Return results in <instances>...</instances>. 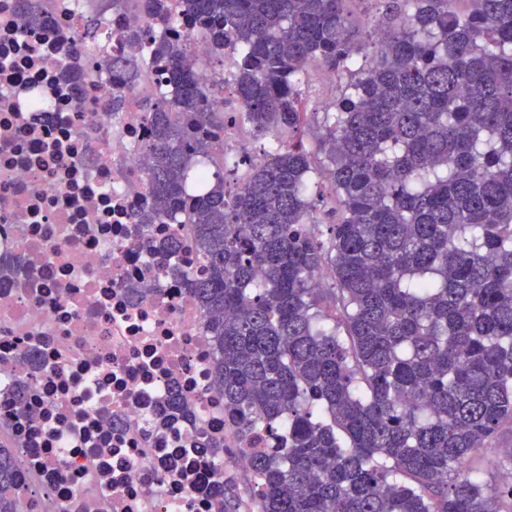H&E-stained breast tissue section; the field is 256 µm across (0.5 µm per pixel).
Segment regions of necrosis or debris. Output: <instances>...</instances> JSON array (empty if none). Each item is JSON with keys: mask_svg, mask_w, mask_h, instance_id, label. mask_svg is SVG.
Listing matches in <instances>:
<instances>
[{"mask_svg": "<svg viewBox=\"0 0 512 512\" xmlns=\"http://www.w3.org/2000/svg\"><path fill=\"white\" fill-rule=\"evenodd\" d=\"M94 6L0 0V445L18 512H221L218 461L239 441L203 313L171 272L198 264L191 228L137 221L138 103L159 73L107 111L125 77L82 34Z\"/></svg>", "mask_w": 512, "mask_h": 512, "instance_id": "4bbe7bcc", "label": "necrosis or debris"}]
</instances>
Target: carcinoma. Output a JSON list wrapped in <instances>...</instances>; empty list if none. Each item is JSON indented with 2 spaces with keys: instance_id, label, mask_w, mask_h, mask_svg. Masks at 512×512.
Instances as JSON below:
<instances>
[{
  "instance_id": "obj_1",
  "label": "carcinoma",
  "mask_w": 512,
  "mask_h": 512,
  "mask_svg": "<svg viewBox=\"0 0 512 512\" xmlns=\"http://www.w3.org/2000/svg\"><path fill=\"white\" fill-rule=\"evenodd\" d=\"M177 39H119L173 96L152 126L141 224H189L225 415L253 449L254 512H512L473 456L512 426V0H379L369 63L348 0H133ZM208 45L203 70L187 64ZM235 47L230 74L224 44ZM308 62L338 74L307 111ZM270 142L224 157V87ZM319 125L313 149L300 139ZM328 177L334 197L308 195ZM20 473L0 447V512ZM223 512H240L222 485Z\"/></svg>"
}]
</instances>
